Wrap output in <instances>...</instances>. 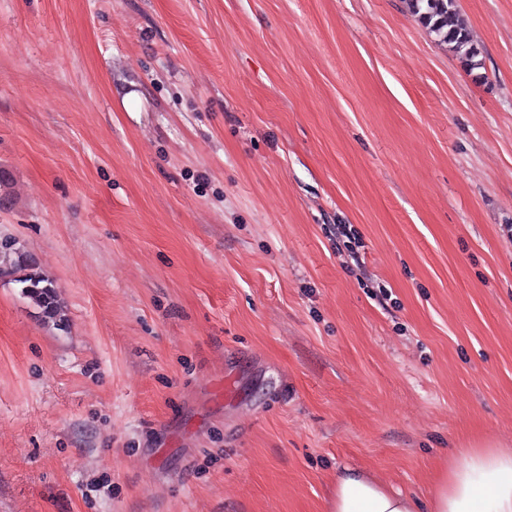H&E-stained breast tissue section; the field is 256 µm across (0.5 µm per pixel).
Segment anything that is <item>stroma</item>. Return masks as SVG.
Listing matches in <instances>:
<instances>
[{
    "label": "stroma",
    "instance_id": "stroma-1",
    "mask_svg": "<svg viewBox=\"0 0 512 512\" xmlns=\"http://www.w3.org/2000/svg\"><path fill=\"white\" fill-rule=\"evenodd\" d=\"M0 0V512L427 500L512 448V0ZM421 24L439 42L449 44L472 72L483 67L481 54L459 18L458 0H408ZM0 252V273L19 275L15 282L22 285L21 293L38 310L46 323L58 325L64 321L63 301L56 291L54 282L38 270L32 257L20 249Z\"/></svg>",
    "mask_w": 512,
    "mask_h": 512
}]
</instances>
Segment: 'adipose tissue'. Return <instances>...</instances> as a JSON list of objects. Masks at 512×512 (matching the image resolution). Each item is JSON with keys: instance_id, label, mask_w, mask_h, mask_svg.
<instances>
[{"instance_id": "1", "label": "adipose tissue", "mask_w": 512, "mask_h": 512, "mask_svg": "<svg viewBox=\"0 0 512 512\" xmlns=\"http://www.w3.org/2000/svg\"><path fill=\"white\" fill-rule=\"evenodd\" d=\"M329 512H512V448H458L435 473L427 502L370 473H337Z\"/></svg>"}]
</instances>
